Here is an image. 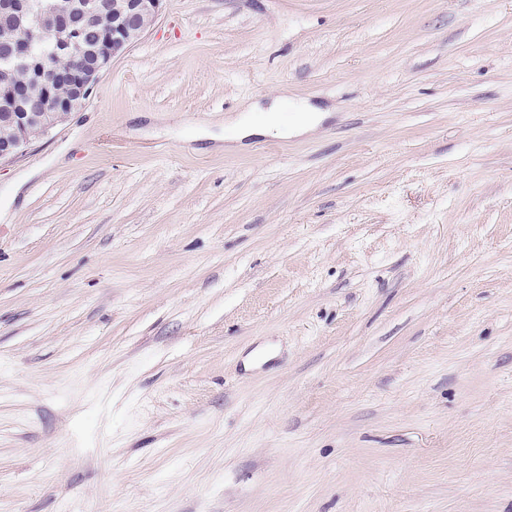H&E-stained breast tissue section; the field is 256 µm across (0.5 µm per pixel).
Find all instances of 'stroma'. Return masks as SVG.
<instances>
[{
    "instance_id": "1",
    "label": "stroma",
    "mask_w": 512,
    "mask_h": 512,
    "mask_svg": "<svg viewBox=\"0 0 512 512\" xmlns=\"http://www.w3.org/2000/svg\"><path fill=\"white\" fill-rule=\"evenodd\" d=\"M0 512H512V0H165L0 163ZM277 112L280 111L269 112V123L261 127L251 125V121L247 116H238L230 123V126L235 130L234 139L240 141L258 133L270 135L274 132L279 136H288L290 131L307 133L315 130L324 118L323 114H313L322 112H307L299 103L298 112H302V114H300L298 120L289 127L288 123H283L280 120V116L276 114Z\"/></svg>"
}]
</instances>
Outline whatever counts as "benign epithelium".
I'll return each mask as SVG.
<instances>
[{
	"mask_svg": "<svg viewBox=\"0 0 512 512\" xmlns=\"http://www.w3.org/2000/svg\"><path fill=\"white\" fill-rule=\"evenodd\" d=\"M164 0H85L75 17L58 0H0V16L16 21L0 27L13 46L12 64L30 73L40 88L32 100L0 76V117L11 135L0 138V162L22 152L89 97L97 77L156 23ZM70 93H59L57 78Z\"/></svg>",
	"mask_w": 512,
	"mask_h": 512,
	"instance_id": "7a95c632",
	"label": "benign epithelium"
}]
</instances>
